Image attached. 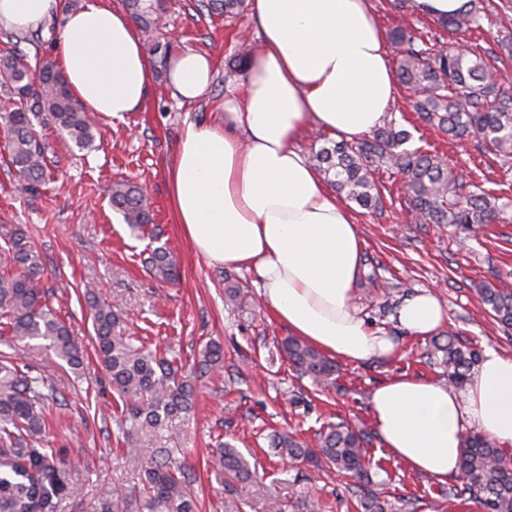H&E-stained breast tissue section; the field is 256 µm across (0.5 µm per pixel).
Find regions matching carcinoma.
Returning <instances> with one entry per match:
<instances>
[{"instance_id":"cac0c4a2","label":"carcinoma","mask_w":512,"mask_h":512,"mask_svg":"<svg viewBox=\"0 0 512 512\" xmlns=\"http://www.w3.org/2000/svg\"><path fill=\"white\" fill-rule=\"evenodd\" d=\"M132 19L148 30L157 26L160 0H126ZM218 14L235 17L246 8V0H208ZM484 5L470 0V8L452 16L438 17L437 28L452 34L480 26ZM396 48L398 82L413 92L412 108L419 119L451 139L481 138L485 149L497 156L512 157V86L502 82L496 69L478 53H461L451 43L424 38L410 24L389 30ZM16 39L0 53V83L8 87L13 104L0 110V126L9 136L10 162L23 177L24 190L37 191L44 179L45 147L34 130V121H48L79 149L95 142V121L73 98L56 59L29 57ZM409 132L396 121L383 125L354 144L325 141L312 152L310 162L345 197L366 210L382 207L381 184L375 174L393 170L402 176V187L422 224H454L462 232L474 224H504L512 221L497 198L474 190L475 184L460 179L439 154L407 149ZM112 207L132 229L152 223V213L143 192L134 183L116 181L111 187ZM0 238L8 245L13 271L0 274V319L9 333V345L34 342L46 354L72 369L84 363V354L69 326L46 303L39 283L45 275L41 254L21 228L2 227ZM153 273L163 279L177 274L170 253L153 250L147 258ZM84 296L90 310L92 344L98 361L122 402L118 416L126 446V458L139 463L143 497L138 512H201L191 489V480L167 455L168 423L186 419L194 408V389L181 374L177 358L150 349L140 336L127 334L112 312L92 289ZM480 304L493 312L506 329H512V290L485 284L477 289ZM302 377L329 386L334 384L336 365L303 340L288 336L279 345ZM436 349L448 381L462 386L471 381L479 354L462 349L448 339ZM201 370L216 373L224 368V348L215 341L205 344L199 361ZM47 380L31 375L17 359L0 354V512H56V503L77 493L63 467L40 445L50 427L43 388ZM282 458L316 470L334 469L354 478L366 474L369 434L342 421L320 432L311 446L286 431L273 435ZM215 462L227 481L250 482L256 467L229 442L215 449ZM459 486L449 500L466 496L479 503L483 512H512V455L483 435L464 440L459 464ZM356 508L363 512H386V504L375 494L358 493ZM126 496L109 494L97 512H123Z\"/></svg>"}]
</instances>
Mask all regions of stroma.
<instances>
[{"mask_svg":"<svg viewBox=\"0 0 512 512\" xmlns=\"http://www.w3.org/2000/svg\"><path fill=\"white\" fill-rule=\"evenodd\" d=\"M484 4L481 29L457 41L500 60L504 79L512 80V56L500 46L506 30H512V0ZM165 6L162 28L148 38L212 59L215 78L201 98L190 103L174 98L166 82L167 60L151 56L144 107L120 120L97 118L100 136L92 148L78 149L54 128L40 127L47 176L35 194L22 191L0 133V224L21 226L30 236L48 270L42 285L51 291L50 306L86 346L78 370L58 366L39 349L18 351L20 360L55 389L48 401L53 422L42 445L68 463V477L81 489L78 497L63 499L58 512H94L107 493L131 496L141 486L138 471L123 458L118 396L88 345L91 323L83 297L88 283L112 304L128 333L171 348L184 365L199 361L207 342L223 345V370L195 380L189 420H175L170 428L171 456L190 471L203 512H224V486L212 455L224 441L257 460V480L235 486L243 512H268L273 500L286 503L285 512H299L298 500L307 488L321 496L324 512H349L347 479L283 462L272 446L273 434L285 430L312 445L330 422L345 420L370 431L369 399L377 386L403 374L443 381L432 337L410 335L395 318L404 300L425 288L445 306V328L460 332L463 344L482 354L494 350L512 356V329L498 324L475 298L483 283L512 288V223L480 224L467 236L449 224L412 223L400 178L379 173L391 191L382 211L352 209L364 253L375 266L374 276H361L355 304L369 324L392 338L397 351L361 364L337 360L334 391L298 378L277 348L289 330L273 316L257 274L196 253L176 222L169 192L168 169L185 126L223 125L224 96L244 79L240 73L228 75L227 63L240 46L259 47L258 30L250 13L227 19L210 12L203 0H166ZM390 110L398 128L411 132L410 147L438 151L467 181L506 203L512 216V160L485 153L478 139L460 144L425 126L406 89H397ZM123 179L145 188L152 224L130 229L112 208L108 190ZM157 247L173 256L176 280L162 281L146 266ZM228 283L245 293L242 307L225 305ZM368 454L380 462L369 473L382 498L396 506L412 498L416 512H435L443 481L413 471L380 440H373Z\"/></svg>","mask_w":512,"mask_h":512,"instance_id":"stroma-1","label":"stroma"}]
</instances>
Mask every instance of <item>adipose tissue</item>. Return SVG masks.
<instances>
[{
	"instance_id": "obj_1",
	"label": "adipose tissue",
	"mask_w": 512,
	"mask_h": 512,
	"mask_svg": "<svg viewBox=\"0 0 512 512\" xmlns=\"http://www.w3.org/2000/svg\"><path fill=\"white\" fill-rule=\"evenodd\" d=\"M260 49L240 87L224 97L223 126L188 124L170 170L178 224L209 260L255 271L277 318L321 352L351 363L389 358L396 346L352 303L364 270L352 211L297 149L310 127L353 139L372 132L395 99L387 39L368 0H250ZM0 0V28H39L60 16L55 50L74 98L94 115L120 118L143 105L151 73L134 22L107 0ZM211 60L174 56L176 97H201ZM399 323L435 335L446 313L428 290L408 299ZM370 414L382 444L438 480L457 476L469 426L512 449V357L487 352L464 390L407 375L375 388Z\"/></svg>"
}]
</instances>
